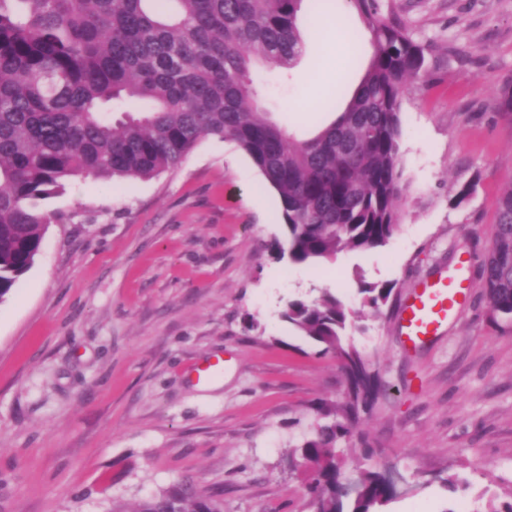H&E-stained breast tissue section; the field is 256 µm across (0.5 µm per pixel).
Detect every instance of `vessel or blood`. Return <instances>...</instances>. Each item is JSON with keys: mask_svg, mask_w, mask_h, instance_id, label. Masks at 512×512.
I'll return each mask as SVG.
<instances>
[{"mask_svg": "<svg viewBox=\"0 0 512 512\" xmlns=\"http://www.w3.org/2000/svg\"><path fill=\"white\" fill-rule=\"evenodd\" d=\"M462 294L463 280L455 274L439 276L415 288L400 315L407 349H416L436 337L453 317Z\"/></svg>", "mask_w": 512, "mask_h": 512, "instance_id": "obj_1", "label": "vessel or blood"}]
</instances>
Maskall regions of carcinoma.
I'll return each instance as SVG.
<instances>
[{"instance_id":"obj_1","label":"carcinoma","mask_w":512,"mask_h":512,"mask_svg":"<svg viewBox=\"0 0 512 512\" xmlns=\"http://www.w3.org/2000/svg\"><path fill=\"white\" fill-rule=\"evenodd\" d=\"M374 52L350 97L333 93L340 117L297 141L260 102V67L288 68L305 51L303 0H0V303L34 264L50 216L42 202L72 177L151 178L177 168L203 138L231 139L281 200L288 250L314 264L385 246L400 225L401 102L426 71V47L378 0H347ZM512 117V80L494 95ZM121 112L117 120L114 112ZM489 317L512 322V184L482 270ZM380 313L387 285L359 289ZM282 317L323 346L348 381L342 402L321 401L319 423L293 452L311 512H382L385 477L362 471L342 492V449L374 386L346 334L360 311L330 290L293 300ZM112 512H224L223 503L179 484Z\"/></svg>"}]
</instances>
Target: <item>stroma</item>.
I'll return each instance as SVG.
<instances>
[{"label": "stroma", "instance_id": "stroma-1", "mask_svg": "<svg viewBox=\"0 0 512 512\" xmlns=\"http://www.w3.org/2000/svg\"><path fill=\"white\" fill-rule=\"evenodd\" d=\"M427 48L401 104L406 196L389 243L297 265L281 204L228 139L200 140L148 180L69 179L32 268L0 303V512H110L191 481L224 512H310L290 451L315 403L342 400L335 359L281 317L321 290L388 303L349 335L379 390L346 438L342 470L390 471L383 512H488L512 498V324L486 315L481 268L497 197L512 182V118L492 97L512 79V0H380ZM299 24L306 53L260 71L273 117L299 138L328 121L321 78L355 87L370 42L351 49ZM475 189L453 206L454 189ZM462 271L464 295L418 349L400 333L420 282ZM224 374L202 384L191 365ZM466 480L450 490L448 477Z\"/></svg>", "mask_w": 512, "mask_h": 512}]
</instances>
